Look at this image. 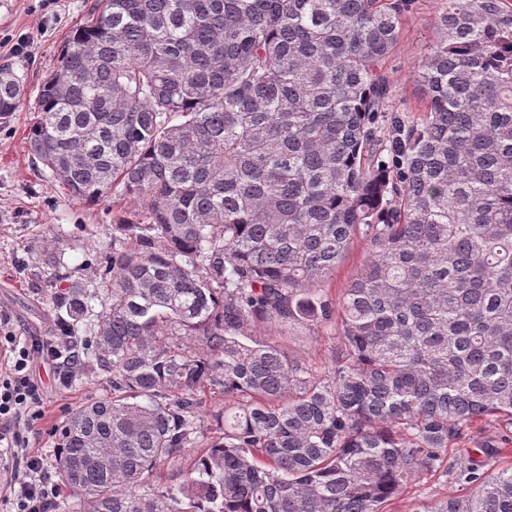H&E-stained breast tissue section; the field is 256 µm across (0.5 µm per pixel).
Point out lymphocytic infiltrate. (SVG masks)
<instances>
[{
  "label": "lymphocytic infiltrate",
  "instance_id": "lymphocytic-infiltrate-1",
  "mask_svg": "<svg viewBox=\"0 0 512 512\" xmlns=\"http://www.w3.org/2000/svg\"><path fill=\"white\" fill-rule=\"evenodd\" d=\"M37 357L70 367L78 364L76 353L65 354L38 342L22 345L11 334L0 335V477L7 479L0 507L5 512H51L61 495L40 457H30L25 477L8 474L9 459L26 449L22 422L40 416V388L30 370Z\"/></svg>",
  "mask_w": 512,
  "mask_h": 512
}]
</instances>
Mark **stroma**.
I'll return each mask as SVG.
<instances>
[{
	"instance_id": "obj_1",
	"label": "stroma",
	"mask_w": 512,
	"mask_h": 512,
	"mask_svg": "<svg viewBox=\"0 0 512 512\" xmlns=\"http://www.w3.org/2000/svg\"><path fill=\"white\" fill-rule=\"evenodd\" d=\"M90 0H0V38L25 37L24 52L0 48V62H8L23 80L26 94L9 122L0 124V319L18 338L41 340L60 335L58 314L46 300V291L34 287L31 273L43 259L42 239L52 234L67 247L62 256L73 279L99 278V249L111 241L117 213L111 201L88 204L70 196L50 172L36 168L27 129L36 118L35 100L42 79L55 68L69 32L86 17ZM441 0H412L402 25L400 41L386 69L392 95L386 115L416 122L423 115L425 95L413 75L438 32L434 19ZM44 415L26 429L30 454L45 461L54 458L52 431L68 413L89 400L110 393L105 377L77 376L64 384L51 363L31 364ZM466 494L450 476L438 473L412 482L392 500L389 512H414L426 501Z\"/></svg>"
}]
</instances>
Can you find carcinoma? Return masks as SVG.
<instances>
[{"mask_svg": "<svg viewBox=\"0 0 512 512\" xmlns=\"http://www.w3.org/2000/svg\"><path fill=\"white\" fill-rule=\"evenodd\" d=\"M410 2L94 0L66 37L31 153L135 204L85 336L45 240L63 339L112 383L54 430L66 512H386L438 472L471 493L415 512H512V464L457 459L512 428V4L443 0L424 118L382 130ZM23 93L0 65L1 121ZM321 325L318 368L289 342ZM366 258V251L362 243H355L345 260L336 268V271L323 283L327 294L338 299L344 288L347 287L354 275L360 270ZM473 427L474 436L471 444L465 442L459 448H475L476 442L500 440L506 434L505 429L493 421L478 422Z\"/></svg>", "mask_w": 512, "mask_h": 512, "instance_id": "cac0c4a2", "label": "carcinoma"}]
</instances>
